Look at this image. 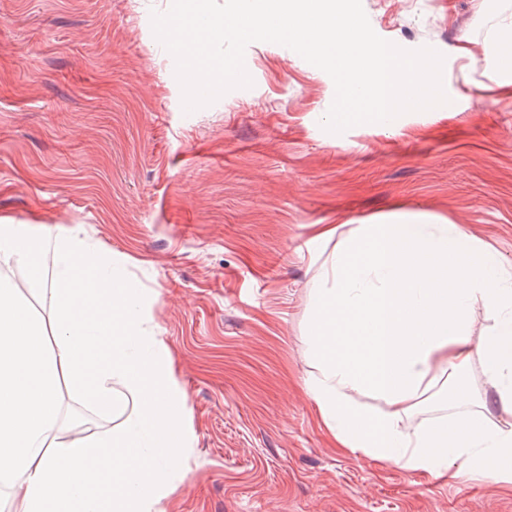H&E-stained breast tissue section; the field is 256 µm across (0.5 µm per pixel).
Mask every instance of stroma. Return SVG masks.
Returning <instances> with one entry per match:
<instances>
[{"mask_svg":"<svg viewBox=\"0 0 512 512\" xmlns=\"http://www.w3.org/2000/svg\"><path fill=\"white\" fill-rule=\"evenodd\" d=\"M171 0H0V218L79 224L156 291L194 442L166 512H512V485L339 451L303 389L320 224L424 214L512 265V0H362L445 57L449 104L323 128L335 88L254 42L251 88L182 112L152 12Z\"/></svg>","mask_w":512,"mask_h":512,"instance_id":"stroma-1","label":"stroma"}]
</instances>
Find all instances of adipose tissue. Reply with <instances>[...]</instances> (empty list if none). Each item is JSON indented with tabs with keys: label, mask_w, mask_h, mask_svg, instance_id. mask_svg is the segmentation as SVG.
<instances>
[{
	"label": "adipose tissue",
	"mask_w": 512,
	"mask_h": 512,
	"mask_svg": "<svg viewBox=\"0 0 512 512\" xmlns=\"http://www.w3.org/2000/svg\"><path fill=\"white\" fill-rule=\"evenodd\" d=\"M317 237L333 248L319 259L305 391L337 447L430 476L512 484V272L498 254L424 215L344 233L322 224ZM0 265L27 273L22 290L0 280V492L10 512H165L192 441L152 293L124 256L73 229L48 235L1 219ZM34 299L48 302L50 324L35 317ZM478 309L489 327L476 338ZM476 365L493 403L473 395ZM116 379L138 402L124 426L61 438L62 385L108 417L121 405ZM441 393L447 413L408 431L405 418Z\"/></svg>",
	"instance_id": "adipose-tissue-1"
}]
</instances>
